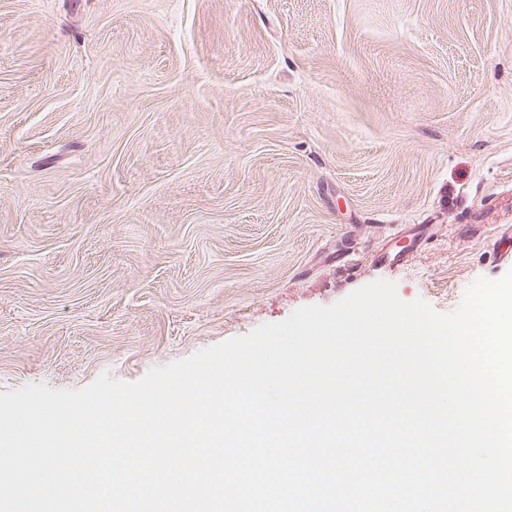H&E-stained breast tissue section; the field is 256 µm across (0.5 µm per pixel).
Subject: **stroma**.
Instances as JSON below:
<instances>
[{"label":"stroma","mask_w":512,"mask_h":512,"mask_svg":"<svg viewBox=\"0 0 512 512\" xmlns=\"http://www.w3.org/2000/svg\"><path fill=\"white\" fill-rule=\"evenodd\" d=\"M511 269L512 0H0V392Z\"/></svg>","instance_id":"stroma-1"}]
</instances>
